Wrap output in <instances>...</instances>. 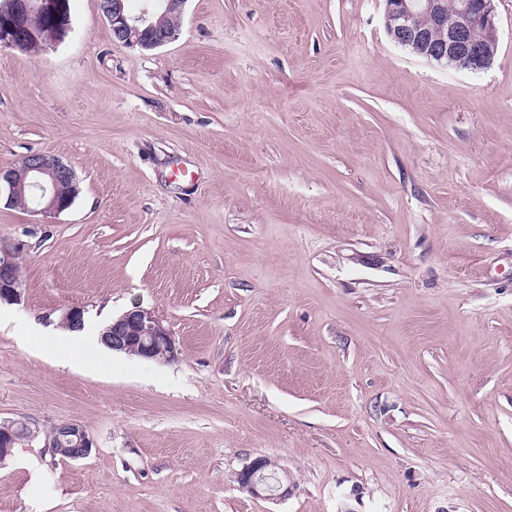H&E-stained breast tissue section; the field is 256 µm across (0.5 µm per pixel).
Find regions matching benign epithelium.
<instances>
[{"label":"benign epithelium","instance_id":"benign-epithelium-1","mask_svg":"<svg viewBox=\"0 0 512 512\" xmlns=\"http://www.w3.org/2000/svg\"><path fill=\"white\" fill-rule=\"evenodd\" d=\"M187 0H153L149 8L134 17L126 13L125 0H101L102 13L112 27V38L129 47L152 50L174 41L178 28H170L166 20L180 17ZM383 26L391 41L411 54L430 63L462 70L480 72L493 62L498 28L495 21V0H458L455 19L448 22L445 0H384ZM44 19L33 25L30 17ZM428 24L422 26L418 19ZM68 0H0V48L25 52L63 40L69 31ZM78 192L73 168L60 158L33 153L23 156L8 168H0V190L7 192L11 204L26 187L40 190L37 206L46 215H58L73 203L60 195L61 183ZM20 244L0 238V303L14 304L21 299L22 281L16 267ZM85 309L67 308L61 321L71 328H82ZM101 340L115 352L135 355L140 359L168 363L176 359L178 350L169 327L154 311L134 307L112 320ZM43 448L56 456L55 449H67L74 461L92 453L93 440L75 423L56 425L54 437L43 440ZM268 462L258 457L237 474L239 487L271 500L287 498L293 490L288 476L269 479Z\"/></svg>","mask_w":512,"mask_h":512}]
</instances>
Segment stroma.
<instances>
[{
    "mask_svg": "<svg viewBox=\"0 0 512 512\" xmlns=\"http://www.w3.org/2000/svg\"><path fill=\"white\" fill-rule=\"evenodd\" d=\"M478 73L395 46L383 0H187L174 41H113L69 0L55 45L0 48V168L68 162L59 215L0 203V421L27 442L0 512H512V0ZM178 355L75 340L133 306ZM265 457L294 490L242 491ZM20 244L0 238V303L14 304L21 299L22 281L16 267ZM56 431L53 438L43 439V446L51 456L68 459L65 454H57L52 448H67L70 460L85 459L95 448L93 440L87 431L75 423L63 422L55 425Z\"/></svg>",
    "mask_w": 512,
    "mask_h": 512,
    "instance_id": "1",
    "label": "stroma"
}]
</instances>
